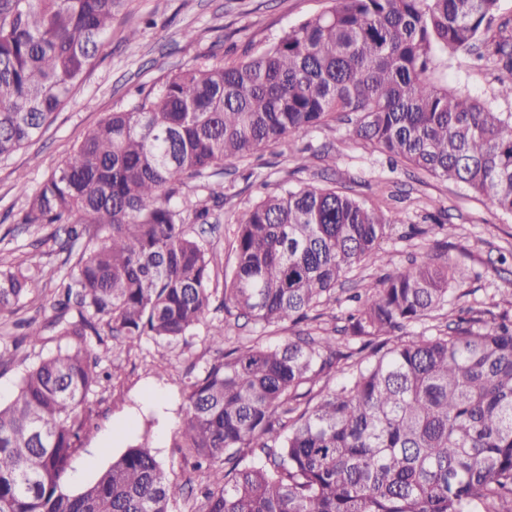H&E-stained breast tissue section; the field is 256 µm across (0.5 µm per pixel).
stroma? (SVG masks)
Listing matches in <instances>:
<instances>
[{
    "label": "stroma",
    "instance_id": "35a3bbf8",
    "mask_svg": "<svg viewBox=\"0 0 512 512\" xmlns=\"http://www.w3.org/2000/svg\"><path fill=\"white\" fill-rule=\"evenodd\" d=\"M324 4L325 0H122L111 33L72 98L34 141L0 158V266L25 264L35 256L44 270L30 303L17 313L0 315V401L13 398L27 366L74 344L51 324L55 280L69 270L51 237L53 229L25 228L15 222L26 206L27 192L36 191L107 113L130 107L168 75L198 61L247 59L281 29L321 12ZM448 82L496 100L494 73L475 66L467 53L449 59ZM496 102L501 111L512 112V101ZM302 149L312 156L306 170L298 169L295 161ZM21 172L27 179L23 193L15 186ZM215 180L224 186V206L210 223L191 225L190 230L223 260L231 252L238 212L264 191L282 185L333 186L393 217L377 257L360 264L337 287L335 302L302 323V330L314 335L333 332L352 306L351 295L378 286L390 272L434 251L436 237L421 233L434 222L454 225L443 252L469 271L468 279L455 286L447 306L438 312L435 326L445 328L467 314L488 322L512 315V216L496 212L485 199L460 186L373 152L354 136L351 125L322 128L287 148L259 150L225 165ZM213 286L216 293L204 325L178 343L145 338L128 347L109 336L87 339L85 349L97 359L100 379L87 398L90 431L72 458L66 478L69 490L93 482L112 458L146 440L169 478L185 487L172 512H199L203 474L192 455L174 447L172 436L184 402V378L202 374L222 356L206 338L207 325L227 317L221 307L224 282L214 280ZM30 318L43 327L35 344L20 326ZM157 393L165 398L160 409L151 402Z\"/></svg>",
    "mask_w": 512,
    "mask_h": 512
}]
</instances>
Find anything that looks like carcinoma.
Here are the masks:
<instances>
[{"label": "carcinoma", "instance_id": "cac0c4a2", "mask_svg": "<svg viewBox=\"0 0 512 512\" xmlns=\"http://www.w3.org/2000/svg\"><path fill=\"white\" fill-rule=\"evenodd\" d=\"M248 59L181 69L89 129L29 196L17 223L54 225L75 256L53 325L76 347L40 359L0 404V512H171L183 487L142 442L82 491L67 490L90 429L100 330L129 347L189 335L209 311L216 253L189 231L182 188L255 151L336 121L394 160L512 215V112L448 85L476 56L512 100V20L499 0H328ZM119 0H0V157L33 141L97 58ZM395 219L349 193L285 186L236 218L224 311L261 328L309 319L377 255ZM42 269L0 267V314ZM468 270L438 255L357 297L339 336L230 340L185 383L173 447L205 469V512H512V317L410 328L448 304ZM359 355L348 366L340 363ZM336 374L335 386L319 382Z\"/></svg>", "mask_w": 512, "mask_h": 512}]
</instances>
